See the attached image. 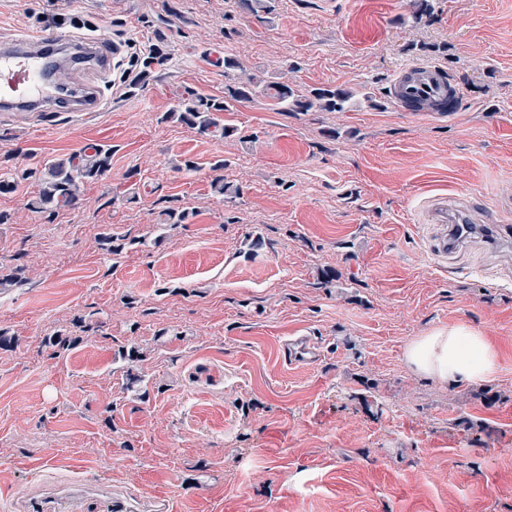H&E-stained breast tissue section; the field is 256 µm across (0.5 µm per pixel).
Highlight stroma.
Masks as SVG:
<instances>
[{
    "label": "stroma",
    "instance_id": "1",
    "mask_svg": "<svg viewBox=\"0 0 512 512\" xmlns=\"http://www.w3.org/2000/svg\"><path fill=\"white\" fill-rule=\"evenodd\" d=\"M0 0V43L62 15L111 45L96 112H0V512L55 478L130 487L174 512H512V0ZM167 62L140 78L141 48ZM300 92L370 94L349 112L220 113L237 135L162 115L224 97L215 56ZM446 69L458 112L399 109L407 64ZM91 144L109 169L55 214L36 173ZM193 160L194 170L182 169ZM239 186L224 203L215 161ZM483 199L509 231L432 254L433 199ZM191 208L169 226L170 201ZM106 235L121 248L110 252ZM461 325L497 352L488 377L440 384L405 359ZM73 338L56 350L54 336ZM321 359L286 364L283 341ZM142 355L128 383L123 353Z\"/></svg>",
    "mask_w": 512,
    "mask_h": 512
}]
</instances>
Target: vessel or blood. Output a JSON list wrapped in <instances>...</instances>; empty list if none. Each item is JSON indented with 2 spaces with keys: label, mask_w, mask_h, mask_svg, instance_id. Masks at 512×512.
<instances>
[{
  "label": "vessel or blood",
  "mask_w": 512,
  "mask_h": 512,
  "mask_svg": "<svg viewBox=\"0 0 512 512\" xmlns=\"http://www.w3.org/2000/svg\"><path fill=\"white\" fill-rule=\"evenodd\" d=\"M73 49L84 63L93 65L99 74H107L111 59L103 44L94 38L76 39L54 28L24 31L10 43L0 46V108L24 112L31 108L92 112L102 101L104 90L94 83L82 88L68 102H61L58 93L65 66H58L51 78L42 71L44 53L48 49ZM388 93L393 103L412 112H426L445 116L452 104L459 101V90L439 66L410 64L401 68L392 80ZM319 355L315 343L299 338L289 351L288 362L305 365ZM87 494L82 484L73 482L65 486L54 498L55 512H79ZM104 512H169L168 504L161 501L143 502L132 495L100 492Z\"/></svg>",
  "instance_id": "1"
}]
</instances>
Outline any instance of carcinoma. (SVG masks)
I'll return each mask as SVG.
<instances>
[{
  "label": "carcinoma",
  "mask_w": 512,
  "mask_h": 512,
  "mask_svg": "<svg viewBox=\"0 0 512 512\" xmlns=\"http://www.w3.org/2000/svg\"><path fill=\"white\" fill-rule=\"evenodd\" d=\"M240 2L258 17L269 18L275 11V0ZM222 66L224 77H237V81L226 85L224 100L189 96L181 99L175 109L165 113L163 119L204 131L213 129L228 137L236 134L237 128L220 125L217 113L227 112L232 105L258 95L271 98L285 112H346L352 108L354 93L346 88H316L304 94L276 77L264 79L244 75V66L232 54L224 55ZM110 159L111 149L96 146L91 154L83 153L46 163L38 190L29 200V207L39 212L54 213L62 207L74 205L80 196V186L100 177L108 169Z\"/></svg>",
  "instance_id": "1"
}]
</instances>
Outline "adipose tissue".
<instances>
[{"mask_svg": "<svg viewBox=\"0 0 512 512\" xmlns=\"http://www.w3.org/2000/svg\"><path fill=\"white\" fill-rule=\"evenodd\" d=\"M408 364L436 382L477 380L496 368L497 354L485 336L451 325L411 342L405 352Z\"/></svg>", "mask_w": 512, "mask_h": 512, "instance_id": "1", "label": "adipose tissue"}]
</instances>
